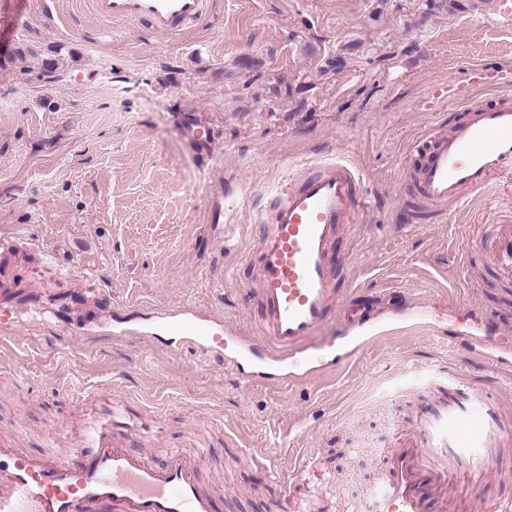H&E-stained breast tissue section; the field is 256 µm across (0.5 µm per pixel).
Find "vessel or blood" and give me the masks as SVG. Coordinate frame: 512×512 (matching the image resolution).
Instances as JSON below:
<instances>
[{
    "label": "vessel or blood",
    "mask_w": 512,
    "mask_h": 512,
    "mask_svg": "<svg viewBox=\"0 0 512 512\" xmlns=\"http://www.w3.org/2000/svg\"><path fill=\"white\" fill-rule=\"evenodd\" d=\"M91 2L100 18L144 22L165 34L197 24L208 8L207 0ZM460 109L465 119L428 134L429 154L416 174L422 205L442 212H457L497 182L512 188V95L482 105L466 99ZM359 178L358 171L336 159L321 163L302 182L279 183L272 191L271 221L259 227V249L243 258L250 278L242 293L259 302L261 336H241L227 327L213 331L187 310L178 325L184 343L228 358L247 381L286 385L298 383L301 366H318L324 352L344 344L348 331L333 328L345 291L337 286L331 253L345 226L371 204L355 193ZM470 253L512 281V224L494 225L473 238ZM504 322L512 323V314L481 323L469 336L499 372L507 368ZM127 413L126 405H117L104 422L88 412L73 429L75 447L65 460L0 444V512H216L217 493L200 476L199 454L174 449L157 467L147 455L113 441L112 426ZM458 418L455 412L436 422L422 417L401 434L359 512H448V490L459 479L449 458L454 449L481 447L486 435L482 424L467 435L449 432V421ZM86 445L94 449L88 457L80 452ZM326 480L315 466L282 480L283 512H313L311 499L293 488H315Z\"/></svg>",
    "instance_id": "obj_1"
}]
</instances>
